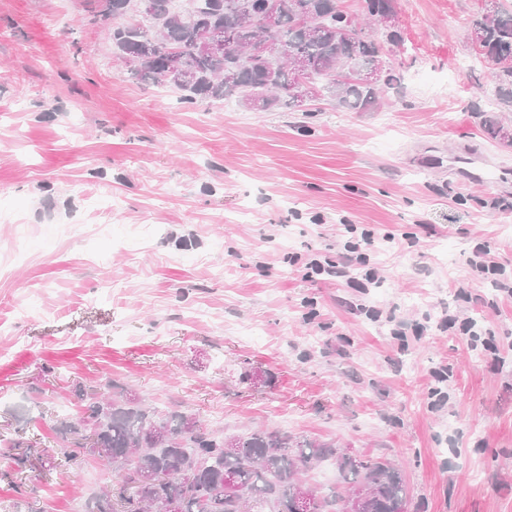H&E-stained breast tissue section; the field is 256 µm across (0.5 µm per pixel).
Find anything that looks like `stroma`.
<instances>
[{
	"instance_id": "35a3bbf8",
	"label": "stroma",
	"mask_w": 512,
	"mask_h": 512,
	"mask_svg": "<svg viewBox=\"0 0 512 512\" xmlns=\"http://www.w3.org/2000/svg\"><path fill=\"white\" fill-rule=\"evenodd\" d=\"M481 4L396 0L402 89L309 118L182 103L127 77L84 0H0V503L17 429L52 447L74 385L108 376L228 433L400 463L409 512H512V297L467 276L480 244L512 275V145L481 116L512 131V112L471 53ZM464 147L501 182L459 181L443 159ZM343 219L408 240L371 255L380 287L305 279L343 252ZM391 309L473 321L497 350L437 330L400 346ZM23 480L38 512H75L112 474Z\"/></svg>"
}]
</instances>
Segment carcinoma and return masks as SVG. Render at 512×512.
I'll use <instances>...</instances> for the list:
<instances>
[{
	"instance_id": "cac0c4a2",
	"label": "carcinoma",
	"mask_w": 512,
	"mask_h": 512,
	"mask_svg": "<svg viewBox=\"0 0 512 512\" xmlns=\"http://www.w3.org/2000/svg\"><path fill=\"white\" fill-rule=\"evenodd\" d=\"M363 17L334 0H283L277 28L266 33L260 17L266 0H188L176 10L171 0H112L106 20L112 49L120 58L139 60L126 69L129 78L152 87H173L187 104L236 99L265 110L300 111L292 61L304 63L318 97L350 112H375L389 90L401 86L404 73L390 52L404 46L401 28L376 26V17L396 13L395 0H365ZM206 28L224 30L221 55L201 49ZM259 36L277 49L267 60L247 49ZM468 39L497 86L498 106L512 109V9L496 5L473 17ZM178 50L189 77L170 75L161 46ZM80 408L53 423L56 447L36 448L20 436L13 447V470L43 459L68 465L79 459L102 461L112 469V483L84 504L83 512H287L297 487L309 482L315 465L334 460L335 485L313 487L315 512H342L348 492L372 487L362 512H407L408 488L402 471L389 462L352 456L329 442L267 430L226 434L193 414L161 411L106 377L77 387Z\"/></svg>"
}]
</instances>
